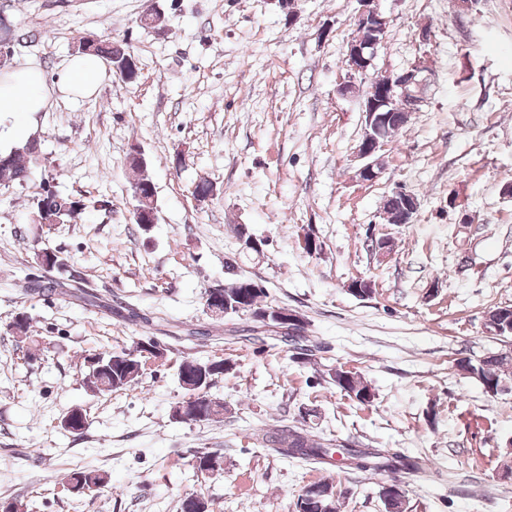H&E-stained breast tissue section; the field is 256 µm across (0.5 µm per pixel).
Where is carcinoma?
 Masks as SVG:
<instances>
[{
	"label": "carcinoma",
	"mask_w": 512,
	"mask_h": 512,
	"mask_svg": "<svg viewBox=\"0 0 512 512\" xmlns=\"http://www.w3.org/2000/svg\"><path fill=\"white\" fill-rule=\"evenodd\" d=\"M77 53L100 56L109 64L121 68L130 50L121 44L99 39L91 45L78 47ZM40 162L41 154L36 151V142L33 140L16 148L10 154H0V186L8 188L23 183L28 178L29 170ZM138 193L142 194L143 200L136 202V205L151 212L155 211L157 199H155L156 191L152 181L146 177L135 180L132 184V194ZM86 208L87 205L82 197L64 195L46 186L33 202L30 222L48 227L55 224L75 223L82 219ZM247 284L252 286V291L248 292L250 304L256 308L259 298L265 294V289L260 285L254 286V281L250 278L236 279L224 288V295L239 298ZM281 342L293 352V359L300 362L312 360L317 352V347L310 344V340L305 336L303 319L292 330L281 333ZM92 357L105 364L112 363L109 374L100 372L97 365L90 364L86 386L94 394L126 388L137 380L141 373V357L129 349L94 353ZM473 366L479 370V379L484 384L492 383L498 386L503 383H512V355L501 356L496 352L490 353L474 362ZM226 370H228L226 360L204 363L186 360L179 365L178 379L199 375L204 371L207 378L212 380L224 374ZM330 378L337 388L355 398L357 402L363 405L371 403L373 398L371 386L361 376L339 366L331 371ZM259 440L284 456L313 460L326 465L330 464L333 453V449L329 448L328 444L311 438L305 430L296 426H281L267 431L259 437ZM339 449L356 459V468L365 471L395 472L402 469L413 471L421 469L418 460L387 450L356 448L349 443L339 445ZM69 477L83 479L91 491L99 490L108 483L107 474L96 469L74 471L69 474ZM315 487L328 491V494L320 501L305 499L301 503L298 502L296 508L302 507L304 512H336L335 500L333 494L329 493V485L317 483Z\"/></svg>",
	"instance_id": "cac0c4a2"
}]
</instances>
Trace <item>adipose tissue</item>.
Wrapping results in <instances>:
<instances>
[{"label":"adipose tissue","instance_id":"ef3b65f1","mask_svg":"<svg viewBox=\"0 0 512 512\" xmlns=\"http://www.w3.org/2000/svg\"><path fill=\"white\" fill-rule=\"evenodd\" d=\"M105 76L102 58L90 55L69 58L50 79L33 65L0 70V118L43 111L55 91L77 98L93 96Z\"/></svg>","mask_w":512,"mask_h":512}]
</instances>
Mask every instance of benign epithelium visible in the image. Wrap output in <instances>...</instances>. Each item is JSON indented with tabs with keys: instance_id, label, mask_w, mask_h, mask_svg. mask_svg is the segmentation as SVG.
<instances>
[{
	"instance_id": "benign-epithelium-1",
	"label": "benign epithelium",
	"mask_w": 512,
	"mask_h": 512,
	"mask_svg": "<svg viewBox=\"0 0 512 512\" xmlns=\"http://www.w3.org/2000/svg\"><path fill=\"white\" fill-rule=\"evenodd\" d=\"M360 8L353 18L355 35L348 44L345 59L346 70L349 75L363 74L374 65L378 51L383 44V35L388 28L389 20L380 11L377 0H358ZM428 86V66L422 60H417L408 68L392 74L386 85H374L364 95L365 104L362 112L365 113V128L357 157L363 164L357 171L359 179L363 182H374L378 179L380 168L376 156L384 150L387 138L384 135V126L391 121L395 112L405 115L417 112L426 101ZM393 197L401 201V217L399 223L411 224L418 212L419 202L415 195L398 187L393 191ZM209 307L207 314L212 318H222L231 313L221 289H208ZM260 319L264 322L272 321L275 327L286 330L299 324L298 317L289 311L277 312L270 316L263 312ZM484 329L490 336H503L512 334V308L503 307L498 317H486ZM188 398L179 405L178 415L189 422L204 421L203 406L210 403L208 389L202 386V381L185 385ZM85 409L80 406L71 408L61 420L62 426L74 434H80L86 428Z\"/></svg>"
}]
</instances>
